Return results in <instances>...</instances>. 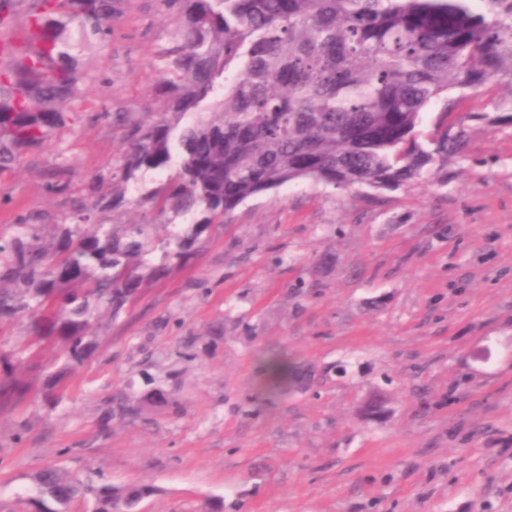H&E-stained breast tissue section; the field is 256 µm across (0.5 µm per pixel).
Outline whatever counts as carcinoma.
I'll use <instances>...</instances> for the list:
<instances>
[{"mask_svg": "<svg viewBox=\"0 0 512 512\" xmlns=\"http://www.w3.org/2000/svg\"><path fill=\"white\" fill-rule=\"evenodd\" d=\"M183 13L175 47L157 55L159 106L146 121L101 118L124 128L119 162L92 181L89 199L45 236L48 214L22 215L0 241V321L29 319L30 333L52 339L61 384L93 354L89 318L104 305L117 319L141 289L176 265L190 264L224 213L273 188L313 180L337 188H396L442 167L464 144L454 105L468 92L508 80L512 89V0H163ZM115 0H6L1 23L20 18L16 54L0 63V171L42 147L66 124L80 91L84 56L110 35ZM458 93L420 130L431 104ZM191 121L185 123V117ZM173 166L158 188L136 199L155 218H185L157 247L149 224L118 233L106 214L143 183ZM71 171H48V193L67 199ZM159 259H154L156 250ZM0 356V405L25 394L12 359ZM274 385L298 377L281 355L265 361ZM173 403L153 386L116 402L138 416ZM33 512H139L147 485L91 486L59 468L35 478Z\"/></svg>", "mask_w": 512, "mask_h": 512, "instance_id": "obj_1", "label": "carcinoma"}]
</instances>
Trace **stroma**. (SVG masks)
Wrapping results in <instances>:
<instances>
[{
    "label": "stroma",
    "mask_w": 512,
    "mask_h": 512,
    "mask_svg": "<svg viewBox=\"0 0 512 512\" xmlns=\"http://www.w3.org/2000/svg\"><path fill=\"white\" fill-rule=\"evenodd\" d=\"M112 34L86 56L67 123L0 172V237L18 215L67 207L122 153V127L154 108L158 52L179 18L162 0H117ZM488 95L461 153L396 189L304 180L223 217L199 258L146 288L118 319L97 311L95 353L43 395L54 341L0 322V354L21 349L24 401L0 410V512H26L34 476L146 484L140 512H512V125ZM309 378L265 388L263 350ZM174 394L147 417L112 414L146 381ZM382 416L363 414L373 391ZM72 188L71 171L64 166H58L48 171L46 190L51 195L68 199Z\"/></svg>",
    "instance_id": "1"
}]
</instances>
